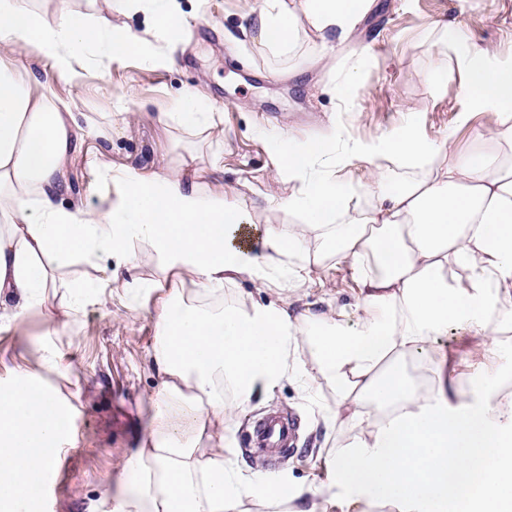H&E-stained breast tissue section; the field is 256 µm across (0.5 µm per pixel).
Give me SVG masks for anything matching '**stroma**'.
<instances>
[{
	"label": "stroma",
	"instance_id": "35a3bbf8",
	"mask_svg": "<svg viewBox=\"0 0 512 512\" xmlns=\"http://www.w3.org/2000/svg\"><path fill=\"white\" fill-rule=\"evenodd\" d=\"M184 24L178 41L162 32L146 33V52L104 60L80 80L54 73L50 60L29 45L7 54V61L31 69L49 82L60 99H77L99 125H111L112 142L87 138L69 169L72 203L96 206L109 187L99 178L89 155L152 173L197 169L201 183L224 187L229 202L246 204L252 224L288 227L298 215L280 203L299 182L277 174L274 159L282 143L328 137L336 143L333 175L358 194L352 207L363 209L372 197L360 194L371 182L369 164L349 157L356 144L374 151L380 142L413 125L426 144L453 138L458 153L476 146V134L493 123L477 114L468 123L460 115L469 100L459 92L461 76L447 59H436L438 25L465 22L475 39L512 55V0H374L344 39L324 42L302 37L292 50H262L252 19L264 0H178ZM323 66H315L317 57ZM356 80H349L351 67ZM189 91L216 114L212 132L195 137L160 123L161 113L175 111ZM133 276L163 281L178 290L185 304L202 298L191 284L164 277L155 255L135 250ZM110 263H78L64 269L41 307L16 319L0 316V388L22 373L45 380L70 413V426L56 451L48 483L36 492L34 512H109L112 497L123 493L121 478L142 426L154 414L153 396L162 379L153 360L156 313L163 290L134 293L116 287ZM90 281L77 309H70L67 283ZM358 290L345 264L328 259L305 282L288 270L274 273L265 287L239 278L214 291L224 305L289 303L293 312L327 314L343 309L356 322ZM452 352L461 382L480 379L497 368L500 358L473 356L476 339L457 328L436 337ZM337 400L333 385L294 374L270 392L234 413L224 441V461L247 476L276 474L289 484L333 489V460L348 441L349 427L324 421ZM278 411L298 424L292 453L262 463L244 445L248 424Z\"/></svg>",
	"mask_w": 512,
	"mask_h": 512
}]
</instances>
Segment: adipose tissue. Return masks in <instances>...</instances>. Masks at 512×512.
Returning a JSON list of instances; mask_svg holds the SVG:
<instances>
[{"label":"adipose tissue","mask_w":512,"mask_h":512,"mask_svg":"<svg viewBox=\"0 0 512 512\" xmlns=\"http://www.w3.org/2000/svg\"><path fill=\"white\" fill-rule=\"evenodd\" d=\"M371 0H266L254 29L261 48L293 47L309 23L319 39L347 37ZM116 12L145 9L152 30L180 29L173 0H112ZM462 73L461 93L475 113L495 116L478 147L456 154L452 140L425 145L414 128L385 140L375 160L407 161L418 176L390 184L374 169L368 194L378 202L351 214L350 189L326 167L333 141L282 147L276 171L299 181L283 205L301 221L288 230H257L247 212L205 188L196 172L155 173L97 162L117 186L93 208L65 205L68 167L89 136L111 141L71 104L54 100L28 69L0 60V309L20 318L39 306L61 268L106 258L110 278L135 267L131 244L151 249L163 270L187 278L199 294L238 277L263 285L272 268L289 265L308 279L328 258L346 261L358 288L355 325L338 316L299 314L273 304L228 307L212 315L161 306L152 358L163 379L154 405L164 422L187 419L179 433L146 429L125 469L135 481L112 512H241L250 483L224 465L231 414L218 381L229 382L237 409L295 371L334 384L326 423L353 427L334 458V494L268 479L260 492L270 512H340L364 502L398 512H512V398L501 377L462 386L448 378V353L431 346L449 327L500 350V318L512 296V56L479 44L452 21L439 30ZM36 45L58 73L76 80L87 53L141 54L143 34L103 26L96 15L57 0L53 10L29 0H0V53ZM384 269L371 271L368 255ZM466 269L459 280L456 268ZM308 347L296 356L298 341ZM425 355L430 383L417 384L408 356ZM69 413L41 381L24 375L0 390V512H32L35 493L55 462Z\"/></svg>","instance_id":"ef3b65f1"}]
</instances>
